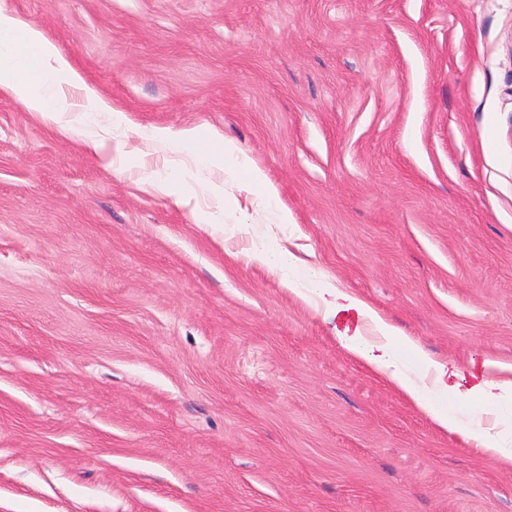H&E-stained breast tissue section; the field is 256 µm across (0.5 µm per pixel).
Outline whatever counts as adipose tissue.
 I'll list each match as a JSON object with an SVG mask.
<instances>
[{
    "label": "adipose tissue",
    "instance_id": "obj_1",
    "mask_svg": "<svg viewBox=\"0 0 512 512\" xmlns=\"http://www.w3.org/2000/svg\"><path fill=\"white\" fill-rule=\"evenodd\" d=\"M0 90L60 132L80 136L89 151L101 156L106 153L107 140L91 132L92 116L108 112L113 124L127 121L121 110L84 82L68 58L37 28L2 10ZM316 294L328 313L341 317L343 326L337 330L336 340L353 359L383 379L441 430L460 433L484 456L512 464L511 426L493 431L478 425L463 431L439 404V397L457 396L461 363L420 353L423 377L415 379L401 355L402 349H416L412 338L404 336L366 301L331 281H321ZM467 395L493 409L512 405V365L485 361L483 370L474 373Z\"/></svg>",
    "mask_w": 512,
    "mask_h": 512
}]
</instances>
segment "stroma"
Returning <instances> with one entry per match:
<instances>
[{
  "label": "stroma",
  "instance_id": "stroma-1",
  "mask_svg": "<svg viewBox=\"0 0 512 512\" xmlns=\"http://www.w3.org/2000/svg\"><path fill=\"white\" fill-rule=\"evenodd\" d=\"M129 120L110 167L0 92V512H512V465L435 429L249 263L512 363V0H0ZM262 169L178 206L150 128ZM167 178L169 192L147 174ZM222 154H224V159L233 163L236 167H248L250 176H251V184L257 188L256 201L257 205L264 210H268L272 207V203L276 198V189L267 176L257 167L251 165L246 160H240L237 149L228 143L224 144V149L222 148ZM248 261L259 264L268 269L281 273L284 284L293 292L300 293L298 283L288 276V270L296 266V258L286 249H280L277 252H271L266 249H254L247 255Z\"/></svg>",
  "mask_w": 512,
  "mask_h": 512
}]
</instances>
